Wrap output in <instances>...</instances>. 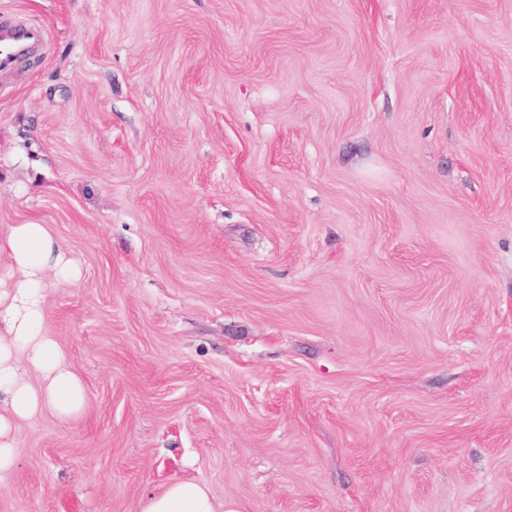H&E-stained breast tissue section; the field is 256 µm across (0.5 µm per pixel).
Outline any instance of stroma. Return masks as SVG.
Segmentation results:
<instances>
[{
	"mask_svg": "<svg viewBox=\"0 0 512 512\" xmlns=\"http://www.w3.org/2000/svg\"><path fill=\"white\" fill-rule=\"evenodd\" d=\"M0 231L85 388L0 512H512V0H0ZM46 33L27 21L0 22V78L42 54ZM224 505L218 503L209 489L199 483L176 480L165 489L149 497L140 512H223Z\"/></svg>",
	"mask_w": 512,
	"mask_h": 512,
	"instance_id": "1",
	"label": "stroma"
}]
</instances>
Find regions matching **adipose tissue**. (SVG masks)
I'll use <instances>...</instances> for the list:
<instances>
[{
  "label": "adipose tissue",
  "instance_id": "ef3b65f1",
  "mask_svg": "<svg viewBox=\"0 0 512 512\" xmlns=\"http://www.w3.org/2000/svg\"><path fill=\"white\" fill-rule=\"evenodd\" d=\"M0 255L9 267L7 279H0L2 472L13 465L19 427L47 410L63 420L74 417L82 408L84 386L44 329L49 278L77 280L78 265L44 224L10 225L0 234ZM140 512H224V506L206 486L176 480L149 497Z\"/></svg>",
  "mask_w": 512,
  "mask_h": 512
}]
</instances>
